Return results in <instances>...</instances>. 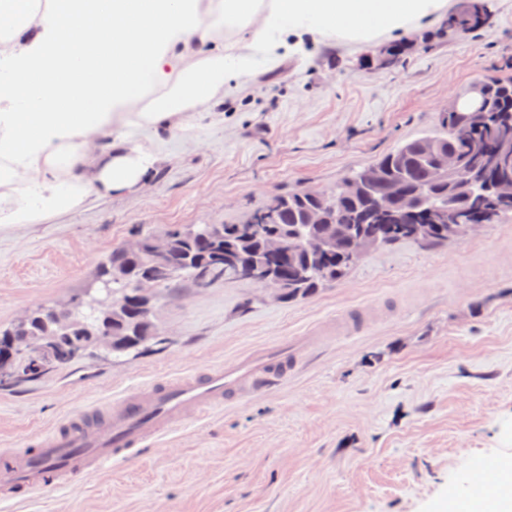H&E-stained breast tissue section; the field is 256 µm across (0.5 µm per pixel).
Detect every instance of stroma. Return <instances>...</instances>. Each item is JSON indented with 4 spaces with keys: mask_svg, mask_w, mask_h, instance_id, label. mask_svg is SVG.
<instances>
[{
    "mask_svg": "<svg viewBox=\"0 0 512 512\" xmlns=\"http://www.w3.org/2000/svg\"><path fill=\"white\" fill-rule=\"evenodd\" d=\"M479 32L403 34L404 62L370 71L372 46L326 41L257 68L222 116L155 134L138 190L91 198L38 224L0 227V327L67 303L113 248L198 224H239L273 195L329 190L400 142L432 133L454 97L512 76V0ZM166 348L91 357L0 389V452L92 406L318 336L276 388L173 429L79 484L0 502V512H448L478 457L512 461V219L462 241L368 252L342 280L277 303L225 281L165 293Z\"/></svg>",
    "mask_w": 512,
    "mask_h": 512,
    "instance_id": "1",
    "label": "stroma"
}]
</instances>
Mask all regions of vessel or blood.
Listing matches in <instances>:
<instances>
[{"label": "vessel or blood", "instance_id": "1", "mask_svg": "<svg viewBox=\"0 0 512 512\" xmlns=\"http://www.w3.org/2000/svg\"><path fill=\"white\" fill-rule=\"evenodd\" d=\"M297 365L290 346L282 344L220 370L185 373L126 394L105 412L86 411L66 421L61 431L38 438L34 449L0 453V473L9 477L0 485V500L13 499L21 490L68 487L108 462L128 458L196 413L287 379ZM498 468L494 458L476 464L477 497L495 492Z\"/></svg>", "mask_w": 512, "mask_h": 512}]
</instances>
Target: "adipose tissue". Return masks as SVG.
I'll list each match as a JSON object with an SVG mask.
<instances>
[{"mask_svg":"<svg viewBox=\"0 0 512 512\" xmlns=\"http://www.w3.org/2000/svg\"><path fill=\"white\" fill-rule=\"evenodd\" d=\"M448 3L0 0V226L135 191L157 163L150 135L214 111L257 64L310 42H374Z\"/></svg>","mask_w":512,"mask_h":512,"instance_id":"ef3b65f1","label":"adipose tissue"}]
</instances>
